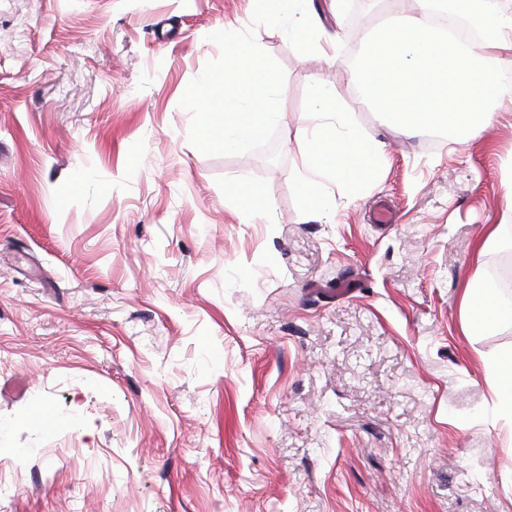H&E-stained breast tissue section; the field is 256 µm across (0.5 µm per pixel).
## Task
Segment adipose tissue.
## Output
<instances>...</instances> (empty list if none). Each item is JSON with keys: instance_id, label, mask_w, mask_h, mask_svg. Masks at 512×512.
<instances>
[{"instance_id": "adipose-tissue-1", "label": "adipose tissue", "mask_w": 512, "mask_h": 512, "mask_svg": "<svg viewBox=\"0 0 512 512\" xmlns=\"http://www.w3.org/2000/svg\"><path fill=\"white\" fill-rule=\"evenodd\" d=\"M312 105L309 115L314 121L311 136L305 146L304 166L307 175L306 188L313 197H320L323 181L333 179L339 172L349 174L361 172L363 165L373 162L378 156L375 144L366 142L357 128L347 126L344 132H337L334 123L338 105L331 90L323 81L312 83ZM333 153L339 161L345 162V170L325 166L324 153ZM465 313V332H489L505 321H512V303H506L499 292L481 276H473L462 296Z\"/></svg>"}]
</instances>
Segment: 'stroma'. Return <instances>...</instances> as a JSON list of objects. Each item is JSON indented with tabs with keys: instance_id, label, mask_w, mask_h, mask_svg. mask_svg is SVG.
<instances>
[{
	"instance_id": "1",
	"label": "stroma",
	"mask_w": 512,
	"mask_h": 512,
	"mask_svg": "<svg viewBox=\"0 0 512 512\" xmlns=\"http://www.w3.org/2000/svg\"><path fill=\"white\" fill-rule=\"evenodd\" d=\"M315 2L334 57L255 31L285 71L265 168L179 105L254 0H0V512H512V324L461 308L512 240V88L467 139L404 135L350 61L393 0L359 28ZM317 78L383 150L319 205ZM489 371L496 385L500 415L512 425V352L493 360Z\"/></svg>"
}]
</instances>
